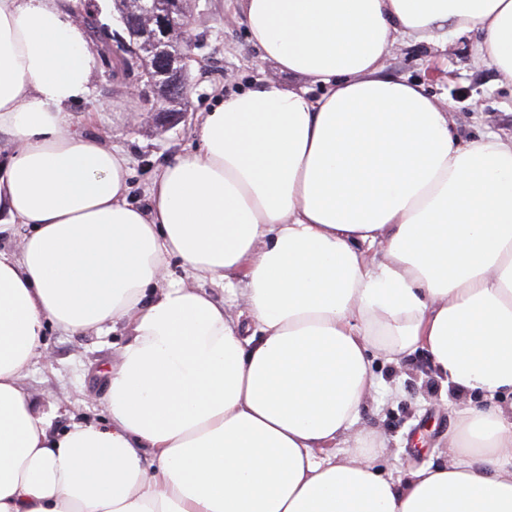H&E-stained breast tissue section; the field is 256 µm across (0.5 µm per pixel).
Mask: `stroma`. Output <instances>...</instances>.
<instances>
[{
  "label": "stroma",
  "instance_id": "35a3bbf8",
  "mask_svg": "<svg viewBox=\"0 0 512 512\" xmlns=\"http://www.w3.org/2000/svg\"><path fill=\"white\" fill-rule=\"evenodd\" d=\"M89 6L111 38L90 41L92 93L73 105V124L128 158L132 170L129 197L140 205L148 203V188L158 168L196 148L195 126L215 96L256 79L284 87L303 83L302 78L282 73L261 58L247 38L245 25L233 17V0H191L195 59L188 76L186 118L174 125L137 122V114L149 110L153 100L130 94L140 78L138 71L123 66L112 38L123 30L114 2L89 0ZM472 43L469 36L448 45L398 43L385 63L387 75L424 83L464 141L492 132H512V83L501 80L493 66L476 60ZM127 339L128 331L121 322L100 333L47 328L42 354L35 358L22 386L37 396L52 395L56 404L53 430L64 429L75 418L105 419L102 370L118 356ZM373 371L383 386L363 408L358 427L386 441L374 457L377 468L394 472L446 462L457 412L479 403V396L448 393L423 349L391 363L376 361Z\"/></svg>",
  "mask_w": 512,
  "mask_h": 512
}]
</instances>
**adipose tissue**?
Returning a JSON list of instances; mask_svg holds the SVG:
<instances>
[{
	"label": "adipose tissue",
	"instance_id": "obj_1",
	"mask_svg": "<svg viewBox=\"0 0 512 512\" xmlns=\"http://www.w3.org/2000/svg\"><path fill=\"white\" fill-rule=\"evenodd\" d=\"M262 59L306 79L217 98L128 197L75 131L93 53L56 0H0V512H512V135L461 141L397 41L474 35L512 83V0H236ZM323 85L312 96L310 85ZM220 281L228 301L167 281ZM125 323L106 421L52 431L21 385L45 325ZM425 349L485 404L447 463L384 473L356 430L374 359Z\"/></svg>",
	"mask_w": 512,
	"mask_h": 512
}]
</instances>
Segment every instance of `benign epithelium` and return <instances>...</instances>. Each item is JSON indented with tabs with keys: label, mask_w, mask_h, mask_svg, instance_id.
Wrapping results in <instances>:
<instances>
[{
	"label": "benign epithelium",
	"mask_w": 512,
	"mask_h": 512,
	"mask_svg": "<svg viewBox=\"0 0 512 512\" xmlns=\"http://www.w3.org/2000/svg\"><path fill=\"white\" fill-rule=\"evenodd\" d=\"M180 11V0H135L134 6L120 15V21L130 37L124 41L121 50L130 57L142 62L152 63L143 68L145 85L152 87L157 98L153 103V114L157 119L174 124L184 116L182 112H173L168 108L172 99L188 97L186 72L192 61L194 40L189 22L175 24ZM178 33L185 51L174 56L167 48L166 37L170 31Z\"/></svg>",
	"instance_id": "obj_1"
}]
</instances>
